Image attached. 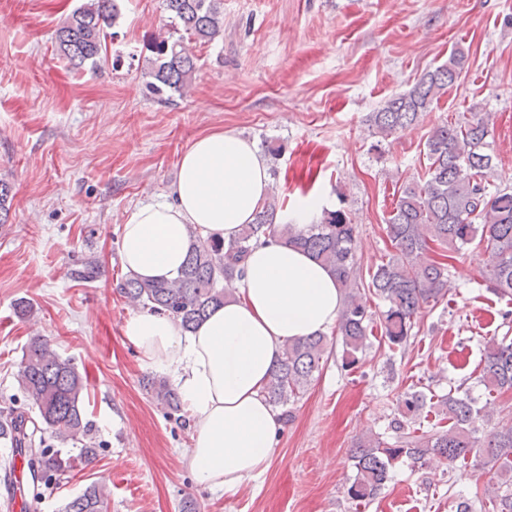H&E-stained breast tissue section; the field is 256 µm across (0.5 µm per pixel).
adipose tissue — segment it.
Masks as SVG:
<instances>
[{
  "label": "adipose tissue",
  "mask_w": 512,
  "mask_h": 512,
  "mask_svg": "<svg viewBox=\"0 0 512 512\" xmlns=\"http://www.w3.org/2000/svg\"><path fill=\"white\" fill-rule=\"evenodd\" d=\"M271 185L252 141L224 132L198 138L180 159L170 200L128 213L119 241L125 269L146 281L176 277L191 236L234 239ZM241 268L232 296L193 330L150 312L124 327L145 364L172 376L190 412L182 463L202 486L230 489L268 470L281 418L264 388L284 345L329 332L343 304L324 266L274 238L252 243Z\"/></svg>",
  "instance_id": "1"
}]
</instances>
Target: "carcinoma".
<instances>
[{
    "mask_svg": "<svg viewBox=\"0 0 512 512\" xmlns=\"http://www.w3.org/2000/svg\"><path fill=\"white\" fill-rule=\"evenodd\" d=\"M163 2L181 34L158 37L147 46L150 55L144 57V75L151 78L148 87L158 95L181 93L190 86L197 69L194 45L215 40L224 25V0ZM120 16L118 0H86L74 9L55 31L56 55L64 67L69 71L98 68L107 50L108 30ZM466 60L464 50L455 48L447 63L424 73L408 91L390 97L370 117L373 134L386 139L417 125L455 84ZM489 122L490 114L474 112L470 120L437 124L428 131L422 145L425 173L397 189L385 219L393 253L384 255L366 283L356 277L358 231L346 210L324 208L315 222L302 228L277 225L281 205L272 194L255 222L244 225L231 242L207 239L194 243L176 279L145 282L129 275L119 283V291L144 308L172 316L188 331L231 295L230 285L251 244L264 236L277 237L284 245L307 252L336 275L344 306L334 333L342 345L346 371L359 364L376 324L389 344L407 342L422 309L450 291L447 260L474 242L485 244L488 253L482 281L512 301V188L489 189L493 171ZM13 198L11 184L0 179V224L8 223ZM373 297L384 302V309L372 308ZM328 345L325 335L296 338L285 345L283 358L264 388L265 398L283 409L284 417H291L287 407L307 391ZM18 382L37 407L42 430L50 431L56 441H78L87 435V376L54 352L47 341L34 338L27 343ZM478 383L490 392L512 391V339L508 336L485 341ZM145 388L158 403L178 409L179 396L166 381L151 379ZM428 407L448 419L447 429L421 432L416 428ZM494 415L492 402L481 405L468 394L450 391L435 403L427 402L421 391L406 394L397 401L389 423L398 433L395 442L373 432L354 442L350 460L355 475L347 496L357 501L376 498L403 458L419 468L434 458L451 466L474 452L481 456V469L488 479L476 487L474 499L453 502L455 512H475V505L483 509L488 503L497 512H512V418L479 436L480 425ZM0 439L13 448L37 453V458H28L36 481L72 467L71 459L49 448H35L21 419L0 421ZM106 505L104 490L89 485L66 502L62 512H105Z\"/></svg>",
    "mask_w": 512,
    "mask_h": 512,
    "instance_id": "obj_1",
    "label": "carcinoma"
}]
</instances>
